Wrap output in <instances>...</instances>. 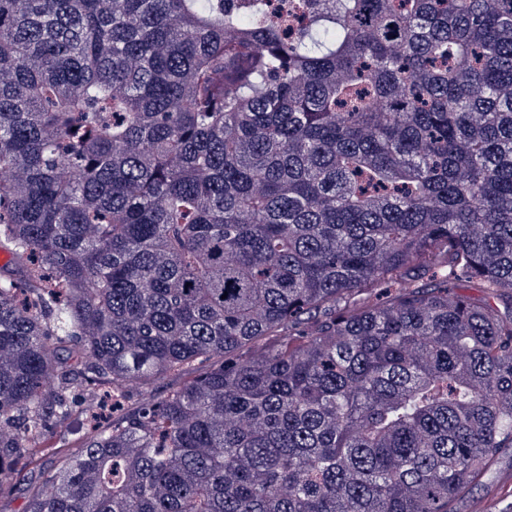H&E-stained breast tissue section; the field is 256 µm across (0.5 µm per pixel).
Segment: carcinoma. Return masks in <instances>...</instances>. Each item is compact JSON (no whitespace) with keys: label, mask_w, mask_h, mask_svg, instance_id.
Wrapping results in <instances>:
<instances>
[{"label":"carcinoma","mask_w":512,"mask_h":512,"mask_svg":"<svg viewBox=\"0 0 512 512\" xmlns=\"http://www.w3.org/2000/svg\"><path fill=\"white\" fill-rule=\"evenodd\" d=\"M0 244L24 512H454L512 448V0H0Z\"/></svg>","instance_id":"obj_1"}]
</instances>
